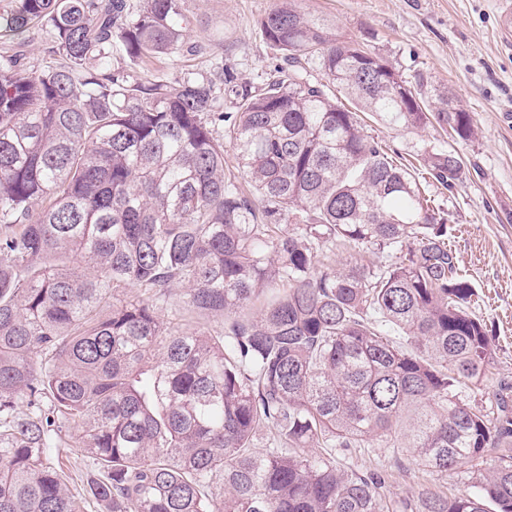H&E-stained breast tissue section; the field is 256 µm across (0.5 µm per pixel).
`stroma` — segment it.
Listing matches in <instances>:
<instances>
[{"instance_id": "stroma-1", "label": "stroma", "mask_w": 512, "mask_h": 512, "mask_svg": "<svg viewBox=\"0 0 512 512\" xmlns=\"http://www.w3.org/2000/svg\"><path fill=\"white\" fill-rule=\"evenodd\" d=\"M279 0H184L192 56L166 55L141 66L114 47L112 69L132 75L149 70L164 80L187 72L213 76V63L243 88L264 85L283 63L264 39L259 22ZM499 0H297L302 11L324 19L348 40H367L388 58L403 80L420 85L422 102L469 112L470 138L433 128L392 127L368 119L367 131L382 140L397 162L414 168L422 194L446 219L449 243L461 274L475 287L473 312L487 325L498 349L483 392L512 381V38L500 28ZM438 148L461 165L454 188L424 167L425 152ZM337 458L362 471H381L393 499L430 487L472 493L467 469L441 475L417 466L408 453L383 448H341Z\"/></svg>"}]
</instances>
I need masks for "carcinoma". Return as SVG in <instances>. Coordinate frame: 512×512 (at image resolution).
Instances as JSON below:
<instances>
[{"mask_svg": "<svg viewBox=\"0 0 512 512\" xmlns=\"http://www.w3.org/2000/svg\"><path fill=\"white\" fill-rule=\"evenodd\" d=\"M36 26L65 63L0 53V512H82L61 423L82 428L104 512H512V384L462 395L497 355L474 286L359 119L467 138L469 113L423 109L388 59L296 0L260 20L285 66L257 91L110 70L116 41L132 61L180 53L183 0H17L0 43ZM424 164L453 188V154ZM341 248L345 262L321 260ZM127 287L143 294L118 298ZM175 288L222 328L167 326ZM376 447L469 465L475 491L395 501L385 474L336 461Z\"/></svg>", "mask_w": 512, "mask_h": 512, "instance_id": "obj_1", "label": "carcinoma"}]
</instances>
